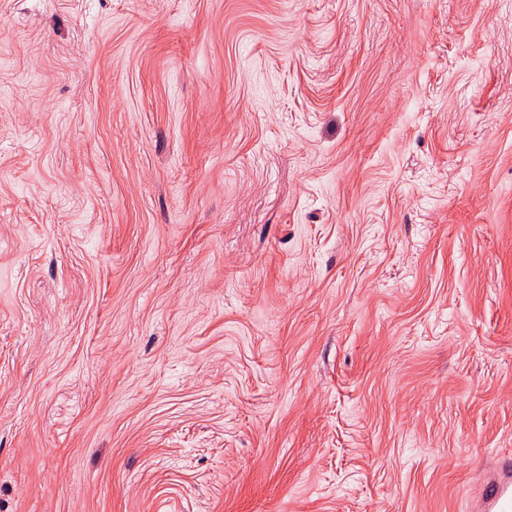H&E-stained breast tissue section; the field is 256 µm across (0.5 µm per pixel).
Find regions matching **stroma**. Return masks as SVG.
Instances as JSON below:
<instances>
[{
  "mask_svg": "<svg viewBox=\"0 0 512 512\" xmlns=\"http://www.w3.org/2000/svg\"><path fill=\"white\" fill-rule=\"evenodd\" d=\"M512 456V0H0V512H469Z\"/></svg>",
  "mask_w": 512,
  "mask_h": 512,
  "instance_id": "35a3bbf8",
  "label": "stroma"
}]
</instances>
